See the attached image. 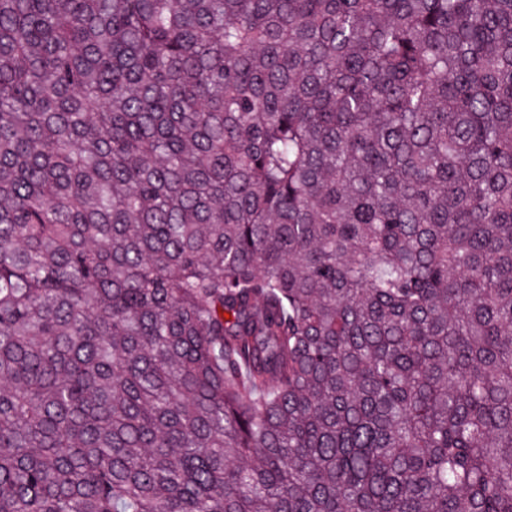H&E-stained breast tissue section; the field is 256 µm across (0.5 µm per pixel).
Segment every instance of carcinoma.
<instances>
[{
    "instance_id": "cac0c4a2",
    "label": "carcinoma",
    "mask_w": 512,
    "mask_h": 512,
    "mask_svg": "<svg viewBox=\"0 0 512 512\" xmlns=\"http://www.w3.org/2000/svg\"><path fill=\"white\" fill-rule=\"evenodd\" d=\"M0 512H512V0H0Z\"/></svg>"
}]
</instances>
